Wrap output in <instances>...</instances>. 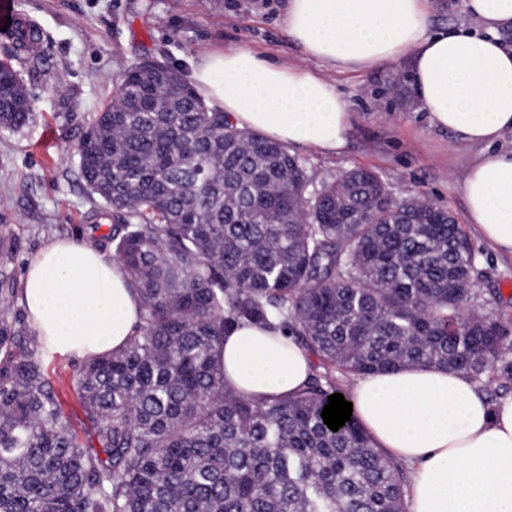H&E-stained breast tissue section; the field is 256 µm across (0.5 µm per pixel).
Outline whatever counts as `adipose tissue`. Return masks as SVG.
<instances>
[{"mask_svg": "<svg viewBox=\"0 0 512 512\" xmlns=\"http://www.w3.org/2000/svg\"><path fill=\"white\" fill-rule=\"evenodd\" d=\"M489 36L427 32L429 0H288L284 24L304 52L340 72L406 60L431 123L462 143L512 131V48L492 32L512 23V0H467ZM191 81L237 127L335 153L351 114L336 86L250 47L214 49ZM467 218L495 251L512 255V150L485 154L461 186ZM30 325L53 352L87 357L122 347L138 304L120 263L71 239L25 268ZM224 381L259 404L293 396L312 369L293 338L243 326L224 339ZM352 409L377 446L412 472L410 512H512V399L489 404L466 376L415 366L358 379Z\"/></svg>", "mask_w": 512, "mask_h": 512, "instance_id": "obj_1", "label": "adipose tissue"}]
</instances>
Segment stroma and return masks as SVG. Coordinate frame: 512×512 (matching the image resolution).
Instances as JSON below:
<instances>
[{"label":"stroma","instance_id":"stroma-1","mask_svg":"<svg viewBox=\"0 0 512 512\" xmlns=\"http://www.w3.org/2000/svg\"><path fill=\"white\" fill-rule=\"evenodd\" d=\"M287 0H13L42 33L37 54L0 38L33 103L30 123L0 126V270L21 282L47 243L88 234L103 201L89 193L74 148L95 112L112 98L118 76L147 56L188 74L190 54L248 46L271 59L331 80L352 114L345 147L335 154L292 147L313 182L354 167L373 170L393 196H418L450 212L478 254L476 294L498 289L491 308L512 315V256L491 251L466 218L461 184L487 148L458 143L431 125L410 74L399 62L368 72H338L308 57L291 40ZM466 0H430L428 30L478 29ZM47 378L77 431L89 422L74 390L81 359L42 352Z\"/></svg>","mask_w":512,"mask_h":512}]
</instances>
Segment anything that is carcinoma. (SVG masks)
<instances>
[{
	"label": "carcinoma",
	"mask_w": 512,
	"mask_h": 512,
	"mask_svg": "<svg viewBox=\"0 0 512 512\" xmlns=\"http://www.w3.org/2000/svg\"><path fill=\"white\" fill-rule=\"evenodd\" d=\"M17 78L0 62L13 130L32 118L13 104ZM76 152L123 219L81 241L112 246L139 324L76 374L96 439L82 442L0 277V512H404L403 463L354 415L324 424L335 374L433 366L492 404L512 398V324L475 300L477 253L447 210L395 199L364 168L314 184L285 145L153 58L123 71ZM245 324L317 357L293 397L259 406L225 385L224 336Z\"/></svg>",
	"instance_id": "cac0c4a2"
}]
</instances>
